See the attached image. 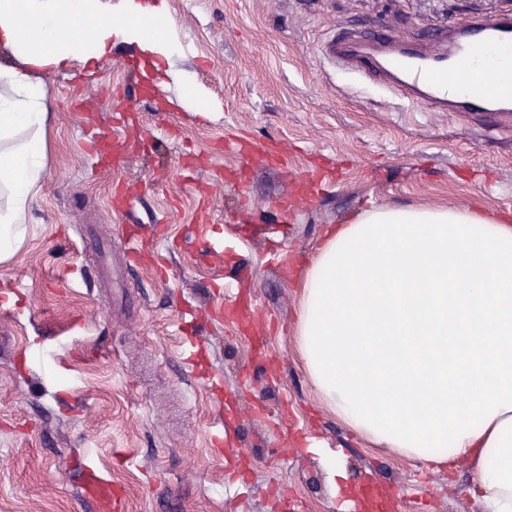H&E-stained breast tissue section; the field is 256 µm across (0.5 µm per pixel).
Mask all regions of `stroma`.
I'll return each instance as SVG.
<instances>
[{"label": "stroma", "mask_w": 512, "mask_h": 512, "mask_svg": "<svg viewBox=\"0 0 512 512\" xmlns=\"http://www.w3.org/2000/svg\"><path fill=\"white\" fill-rule=\"evenodd\" d=\"M183 85L156 83L124 46L88 68L44 73L48 169L29 236L0 264V512H91L78 490L93 454L125 512H341L318 453L340 455L354 506L382 512H484L467 468L370 447L323 405L294 341L298 285L325 228L371 203L479 205L512 216V120L440 112L379 78L332 68L319 49L348 27L408 40L512 0H167ZM221 102L203 116L191 88ZM123 133L139 153L96 166L86 143ZM243 139L247 158L225 151ZM280 142L282 179L261 153ZM334 179L308 181L309 171ZM124 185L137 202L115 211ZM152 263L128 266L127 227ZM234 254L206 256L200 236ZM262 309L251 331L221 318L223 278ZM195 337L220 385L185 362ZM223 448L212 447L215 422ZM125 449V465L112 451Z\"/></svg>", "instance_id": "35a3bbf8"}]
</instances>
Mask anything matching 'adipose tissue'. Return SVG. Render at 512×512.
I'll use <instances>...</instances> for the list:
<instances>
[{
    "instance_id": "ef3b65f1",
    "label": "adipose tissue",
    "mask_w": 512,
    "mask_h": 512,
    "mask_svg": "<svg viewBox=\"0 0 512 512\" xmlns=\"http://www.w3.org/2000/svg\"><path fill=\"white\" fill-rule=\"evenodd\" d=\"M166 0H0V263L47 175L48 69L129 45L157 79L175 46ZM296 344L321 401L372 447L468 467L487 512H512V219L469 206L374 205L326 238L299 285Z\"/></svg>"
}]
</instances>
